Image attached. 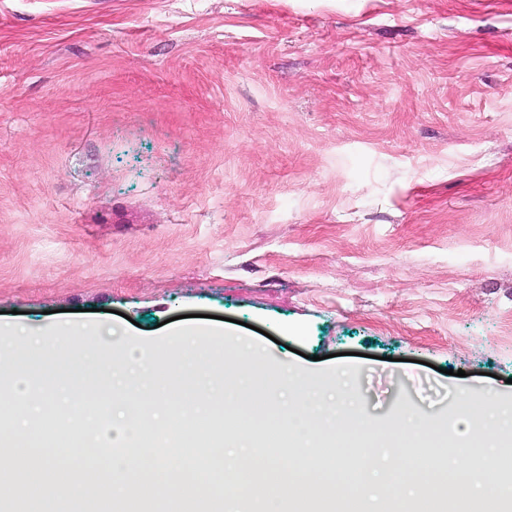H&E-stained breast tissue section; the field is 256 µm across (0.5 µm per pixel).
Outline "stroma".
Segmentation results:
<instances>
[{
  "label": "stroma",
  "mask_w": 512,
  "mask_h": 512,
  "mask_svg": "<svg viewBox=\"0 0 512 512\" xmlns=\"http://www.w3.org/2000/svg\"><path fill=\"white\" fill-rule=\"evenodd\" d=\"M192 314L365 418L512 411V0H0V325Z\"/></svg>",
  "instance_id": "35a3bbf8"
}]
</instances>
